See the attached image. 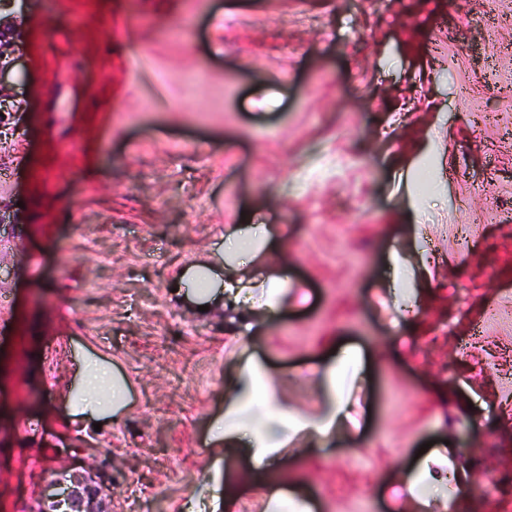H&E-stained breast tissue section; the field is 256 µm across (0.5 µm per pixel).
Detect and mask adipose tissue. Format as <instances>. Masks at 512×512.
<instances>
[{"label": "adipose tissue", "mask_w": 512, "mask_h": 512, "mask_svg": "<svg viewBox=\"0 0 512 512\" xmlns=\"http://www.w3.org/2000/svg\"><path fill=\"white\" fill-rule=\"evenodd\" d=\"M261 248L275 251L278 241L268 233H256L247 225L233 226L226 231L224 242L212 260L188 267L179 273L177 280L179 284L198 288L209 309L224 310L238 320H245L258 306L264 314L274 315L285 302L287 280L273 274L258 283L240 276L236 269L237 264ZM80 374V401L72 406V417H105L126 404L128 387L106 363L84 356ZM364 375L365 365L360 355L344 350L323 369L322 377L332 392L321 416L311 419L284 408L272 413L268 407L274 390L265 366L254 356H243L232 391L224 398V416L215 422L212 437L223 441L228 448H248L258 469L268 470L292 436L305 434L322 441L342 428L351 418L350 404L343 394L335 392L336 382L345 378L356 382ZM404 483L408 488L418 489L419 512H430L434 492L450 485L455 491L448 497V512H457L459 503L467 498V470L451 448L428 452L406 471Z\"/></svg>", "instance_id": "ef3b65f1"}]
</instances>
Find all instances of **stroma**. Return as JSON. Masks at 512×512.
Returning <instances> with one entry per match:
<instances>
[{
    "mask_svg": "<svg viewBox=\"0 0 512 512\" xmlns=\"http://www.w3.org/2000/svg\"><path fill=\"white\" fill-rule=\"evenodd\" d=\"M14 32L27 119L0 142V512L104 463L110 512H182L230 474L314 512H418L402 484L449 442L476 506L512 485V0H51ZM435 191L410 206L420 172ZM265 224L288 303L247 341L171 279L226 227ZM430 261L413 336L390 255ZM60 349L50 360V349ZM319 416L324 362L360 352L356 421L292 438L274 484L209 446L242 349ZM130 383L101 429L68 420L83 354Z\"/></svg>",
    "mask_w": 512,
    "mask_h": 512,
    "instance_id": "35a3bbf8",
    "label": "stroma"
}]
</instances>
